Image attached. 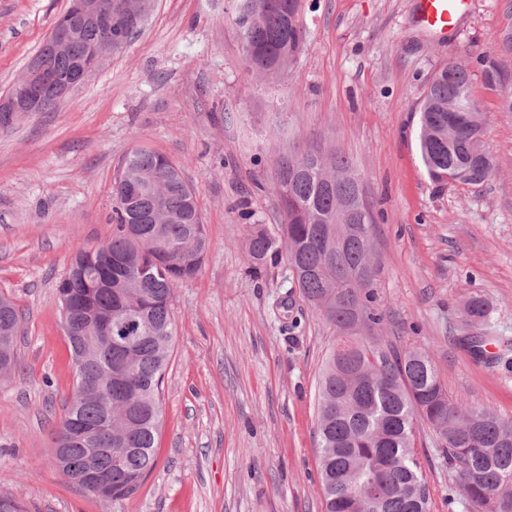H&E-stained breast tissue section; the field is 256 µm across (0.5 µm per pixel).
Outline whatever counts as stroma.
Here are the masks:
<instances>
[{
    "label": "stroma",
    "instance_id": "35a3bbf8",
    "mask_svg": "<svg viewBox=\"0 0 512 512\" xmlns=\"http://www.w3.org/2000/svg\"><path fill=\"white\" fill-rule=\"evenodd\" d=\"M67 0H0V97ZM414 0H303L306 46L273 78L245 66L231 0H155L125 52L49 112L0 126V294L24 314L19 368L0 381V495L28 512H324L317 393L336 332L285 265L253 272L247 222L276 229L273 164L309 137L342 150L376 219L383 343L430 356L449 397L512 419V364L465 339L512 342V0H472L443 39ZM504 71L488 84L479 57ZM467 63L497 159L479 186L435 188L417 145L419 102L440 66ZM167 156L192 186L209 248L174 290L175 336L160 390L155 466L129 499L69 482L49 452L75 369L57 284L80 249L112 235V183L128 153ZM252 212L251 220L240 217ZM491 307L470 324L473 294ZM428 512H473L443 442L419 425Z\"/></svg>",
    "mask_w": 512,
    "mask_h": 512
}]
</instances>
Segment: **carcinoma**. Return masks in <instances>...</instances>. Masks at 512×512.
<instances>
[{
    "label": "carcinoma",
    "mask_w": 512,
    "mask_h": 512,
    "mask_svg": "<svg viewBox=\"0 0 512 512\" xmlns=\"http://www.w3.org/2000/svg\"><path fill=\"white\" fill-rule=\"evenodd\" d=\"M301 0H236L237 24L247 70L271 77L305 47ZM153 0H131L112 16V53L122 52L141 31ZM81 46L45 56V65L65 81L77 68ZM472 74L462 63L440 67L419 103L418 147L430 181L480 185L495 169L469 166L485 150L487 115L471 95ZM275 190L284 223L271 233L251 225L246 241L256 266L286 263L303 297L336 330L350 334V307L366 321L367 334L341 357L326 354L319 384L317 432L325 512H425L427 489L414 452V426L426 423L445 442L462 490L474 512H512V421L491 409L465 408L448 397L421 348L403 351L377 336L383 314L375 304V277L362 262L373 245L370 213L345 216L338 205L362 197L351 160L316 139L282 154ZM112 237L96 251L79 250L57 286L75 368L76 383L62 424L85 435L62 432L50 450L62 447L63 468L80 474L93 466L112 474V501L135 495L155 465V435L161 421L159 389L173 339L174 289L193 279L209 247L194 192L162 154L136 150L122 162L112 186ZM139 315L145 330L124 347L103 336H72L84 310ZM489 302L465 305L468 322L485 326ZM22 314L0 296V378L16 371V339ZM112 427V447L125 449L120 468L105 453L92 454L89 439Z\"/></svg>",
    "instance_id": "cac0c4a2"
}]
</instances>
